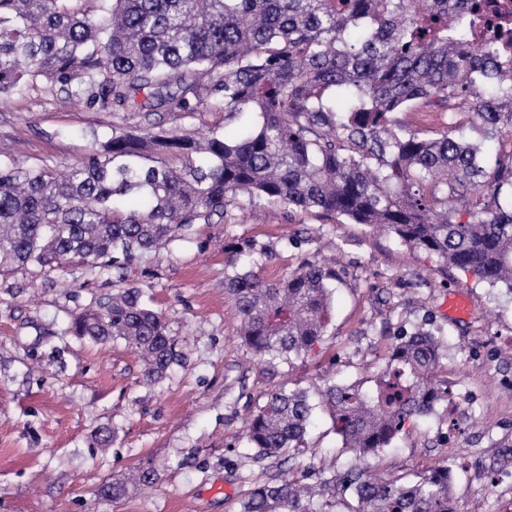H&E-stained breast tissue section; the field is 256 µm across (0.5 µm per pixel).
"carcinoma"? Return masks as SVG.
I'll list each match as a JSON object with an SVG mask.
<instances>
[{"instance_id": "1", "label": "carcinoma", "mask_w": 512, "mask_h": 512, "mask_svg": "<svg viewBox=\"0 0 512 512\" xmlns=\"http://www.w3.org/2000/svg\"><path fill=\"white\" fill-rule=\"evenodd\" d=\"M38 81L114 112L208 107L245 120L231 134L114 131L64 174L0 159L1 271L118 269L246 197L391 233L512 294V0H0V99ZM415 109L443 115L435 136L398 119ZM339 280L313 263L272 282L225 275L253 357L316 351ZM116 288L62 335L122 339L157 381L182 355L142 289ZM442 359L418 326L372 389L328 385L321 404L342 451L375 455L447 401ZM312 413L307 392L271 389L248 447L261 458L301 447ZM157 480L141 467L98 494L116 502ZM337 492L355 502L348 512H456L448 465L400 483L353 464L317 485L273 479L240 512H332Z\"/></svg>"}]
</instances>
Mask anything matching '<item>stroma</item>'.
I'll return each mask as SVG.
<instances>
[{"label":"stroma","mask_w":512,"mask_h":512,"mask_svg":"<svg viewBox=\"0 0 512 512\" xmlns=\"http://www.w3.org/2000/svg\"><path fill=\"white\" fill-rule=\"evenodd\" d=\"M238 124L211 111L73 107L40 83L0 104V155L64 171L116 129L221 132ZM247 251L264 280L306 263L332 260L342 270L319 354L274 368L251 360L224 290L225 272ZM122 275L150 296L183 357L154 384L124 341L57 337L67 315L112 293V274L80 266L54 280L0 272V512H239L241 500L274 476L316 482L348 460L330 419L316 413L305 447L288 460H260L244 439L252 408L276 386L314 400L334 381L371 386L390 344L418 325L447 346L437 378L463 405L454 414L438 405L368 467L408 481L446 463L457 512H512V295L505 290L444 271L393 234L265 201L195 225L186 238L126 264ZM458 291L470 312L455 319L448 297ZM105 428L114 437L102 447L94 434ZM143 465L159 473L152 489L114 503L98 495L102 483Z\"/></svg>","instance_id":"1"}]
</instances>
